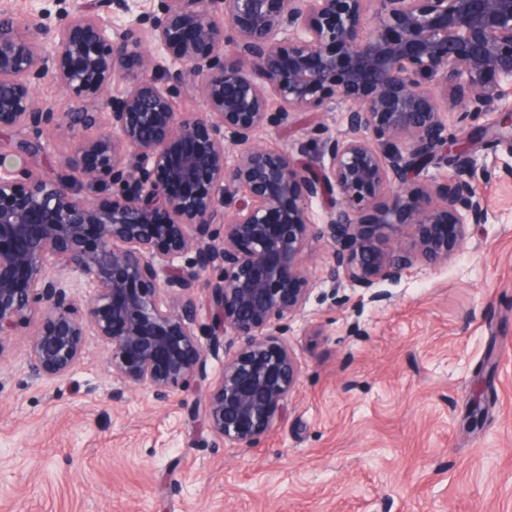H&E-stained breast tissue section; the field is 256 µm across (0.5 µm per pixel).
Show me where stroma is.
Here are the masks:
<instances>
[{
  "label": "stroma",
  "mask_w": 512,
  "mask_h": 512,
  "mask_svg": "<svg viewBox=\"0 0 512 512\" xmlns=\"http://www.w3.org/2000/svg\"><path fill=\"white\" fill-rule=\"evenodd\" d=\"M41 55L57 0H0ZM348 106L295 112L264 143L288 152L317 130L340 137ZM45 128L0 133V174L49 178L85 140L108 132ZM489 214L434 268L417 266L383 293L330 282L331 247L303 257L309 295L288 322L300 367L285 417L252 448H234L191 418L204 391L169 401L113 375L95 332L61 378H32L29 345L42 325L18 326L0 353V512H512V148L474 156Z\"/></svg>",
  "instance_id": "stroma-1"
}]
</instances>
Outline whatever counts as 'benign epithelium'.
Here are the masks:
<instances>
[{
	"label": "benign epithelium",
	"mask_w": 512,
	"mask_h": 512,
	"mask_svg": "<svg viewBox=\"0 0 512 512\" xmlns=\"http://www.w3.org/2000/svg\"><path fill=\"white\" fill-rule=\"evenodd\" d=\"M62 16L49 59L33 34L0 23V130L104 118L112 130L53 178L0 176V352L42 313L27 354L35 379L72 373L91 327L111 345L112 373L159 401L208 382L191 417L250 448L297 385L286 321L307 300L313 234L331 244L329 281L369 289L448 261L466 227L487 220L471 158L512 141V108L499 105L512 92V0H158L113 31L82 5L64 3ZM49 71L81 110L38 105ZM119 79L128 89L109 94ZM184 90L206 111L179 118L172 99ZM329 99L349 108L347 134L319 138L328 165L303 166V142L294 155L260 140ZM448 109L470 123L448 131ZM438 157L458 165L426 184ZM335 194L315 228L312 201ZM50 255L90 282L89 301L49 275ZM221 352L209 382L207 358Z\"/></svg>",
	"instance_id": "7a95c632"
}]
</instances>
